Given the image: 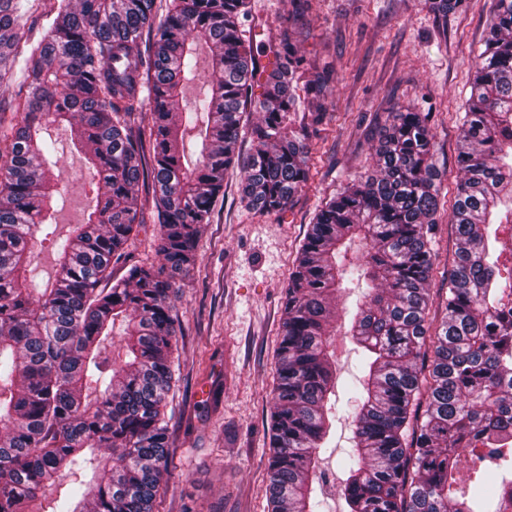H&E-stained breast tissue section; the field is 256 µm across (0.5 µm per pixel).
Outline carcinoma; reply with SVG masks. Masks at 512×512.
I'll return each mask as SVG.
<instances>
[{
    "label": "carcinoma",
    "instance_id": "1",
    "mask_svg": "<svg viewBox=\"0 0 512 512\" xmlns=\"http://www.w3.org/2000/svg\"><path fill=\"white\" fill-rule=\"evenodd\" d=\"M0 0V512H155L168 467L167 397L175 386L176 276L195 264L203 225L232 166L247 208L280 212L307 187L306 112L327 75H306L287 34L269 45L265 81L243 38L249 0ZM439 16L465 0H429ZM44 24L37 38V22ZM458 126L460 178L449 213L454 259L444 315L430 317L438 267L440 173L428 118L387 117L373 170L318 211L283 301L269 415V512H320L319 450L336 395V293L358 290L351 336L365 375L348 387L349 512H512V0H495L490 35ZM203 97L182 105L188 85ZM149 105L146 120L137 112ZM261 117L241 123L248 106ZM21 114L5 123L4 113ZM66 122L103 196L66 235L54 222ZM249 135L252 149L241 157ZM188 137L201 139L193 161ZM159 225L155 267H112L140 215ZM55 248L40 278L37 235ZM359 257L348 256L355 241ZM122 328V352L102 356ZM499 482L492 498L453 490Z\"/></svg>",
    "mask_w": 512,
    "mask_h": 512
}]
</instances>
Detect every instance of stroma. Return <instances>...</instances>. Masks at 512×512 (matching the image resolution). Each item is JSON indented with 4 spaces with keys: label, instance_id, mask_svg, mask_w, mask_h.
<instances>
[{
    "label": "stroma",
    "instance_id": "35a3bbf8",
    "mask_svg": "<svg viewBox=\"0 0 512 512\" xmlns=\"http://www.w3.org/2000/svg\"><path fill=\"white\" fill-rule=\"evenodd\" d=\"M249 3L254 45L288 32L305 68L331 73L320 101L327 117L309 141L312 180L285 210H249L241 201L243 172L228 170L198 260L178 279L177 382L166 408L172 474L158 512H267L275 353L296 250L326 198L372 170L379 131L399 107L430 113L441 198L453 201L458 126L494 0H467L444 21L428 0H311L294 23L289 0ZM62 166L55 218L67 228L82 221L97 195L88 189L93 174L80 151L66 153ZM354 300L347 290L336 300L335 451L323 460L331 478L328 512L344 508L342 450L352 436L346 389L360 373L347 334Z\"/></svg>",
    "mask_w": 512,
    "mask_h": 512
}]
</instances>
